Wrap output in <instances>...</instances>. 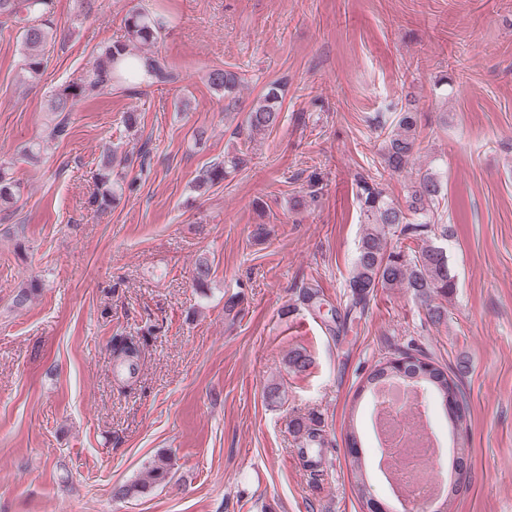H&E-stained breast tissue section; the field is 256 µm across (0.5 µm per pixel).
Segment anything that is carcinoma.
Masks as SVG:
<instances>
[{
    "instance_id": "cac0c4a2",
    "label": "carcinoma",
    "mask_w": 512,
    "mask_h": 512,
    "mask_svg": "<svg viewBox=\"0 0 512 512\" xmlns=\"http://www.w3.org/2000/svg\"><path fill=\"white\" fill-rule=\"evenodd\" d=\"M0 17L18 27L23 45V71L30 80L39 79L45 70V50L56 39L54 26V0H0ZM176 17L165 10H149L135 6L125 17L124 39L100 48L91 68L77 82L61 84L49 96L46 104L47 122L44 139L29 144L22 151L30 162H38L48 143L62 141L69 134L72 112L82 101L99 98L126 84H168L176 81V75L163 58L153 54H137L135 50L158 43L174 24ZM207 82L217 91L232 94L240 83L237 73L214 67L207 73ZM280 88L272 85L245 113L241 129L247 137L271 131L281 122ZM417 113L402 109L396 115L394 128L384 140L380 155L383 168L400 174L412 171L414 177L407 187L405 201L391 199L381 183L369 178L358 184L357 201L366 224L355 262V272L350 281L354 306L365 307L377 287L407 288L420 300L429 319L441 323L445 310L434 304L440 296L446 297L456 288L455 275L448 262V255L439 246L423 243L417 249L389 250L386 235L394 227L404 235L420 237L423 234L447 228L441 225L445 213L447 186L438 172L416 166L420 143L416 134ZM112 150L101 154L96 176V190L89 206L101 214L120 201L122 184L112 179ZM244 158L231 156L211 164L194 184V191L203 196L224 181L229 170H236ZM20 192V183L0 163V206L7 209ZM115 359L127 365L129 376L138 369L139 346L129 337H120L114 346ZM398 379L426 390L448 405V399H457L456 382L443 369L431 366L423 368V362L410 356L404 357L400 369L390 368V374L377 369L366 380V389L373 392L380 383ZM169 457L158 454L148 464L147 475L156 481L166 480L171 473ZM147 484L131 482L117 486L113 496L118 499L132 497L143 492Z\"/></svg>"
}]
</instances>
